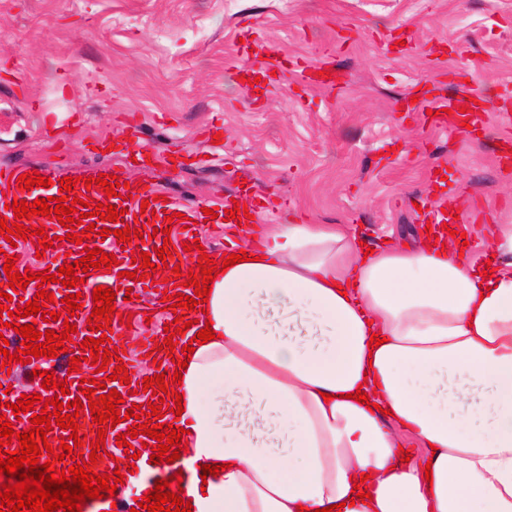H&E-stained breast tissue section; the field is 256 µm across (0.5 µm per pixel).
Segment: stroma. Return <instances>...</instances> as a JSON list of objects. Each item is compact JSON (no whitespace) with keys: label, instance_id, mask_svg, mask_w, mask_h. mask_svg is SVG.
<instances>
[{"label":"stroma","instance_id":"obj_1","mask_svg":"<svg viewBox=\"0 0 512 512\" xmlns=\"http://www.w3.org/2000/svg\"><path fill=\"white\" fill-rule=\"evenodd\" d=\"M258 44L279 67L259 89L239 79ZM312 65L335 87L298 80ZM472 85L491 105L476 130L411 104ZM509 94L512 0H0V169L118 171L188 208L237 192L270 223L347 224L373 245L416 242L423 204L512 221L494 110ZM212 122L221 144L200 135Z\"/></svg>","mask_w":512,"mask_h":512}]
</instances>
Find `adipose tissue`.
<instances>
[{
	"instance_id": "obj_1",
	"label": "adipose tissue",
	"mask_w": 512,
	"mask_h": 512,
	"mask_svg": "<svg viewBox=\"0 0 512 512\" xmlns=\"http://www.w3.org/2000/svg\"><path fill=\"white\" fill-rule=\"evenodd\" d=\"M481 231L488 263L444 233L369 254L345 224L234 228L248 259L212 284L172 420L223 467L192 512H512V224Z\"/></svg>"
}]
</instances>
